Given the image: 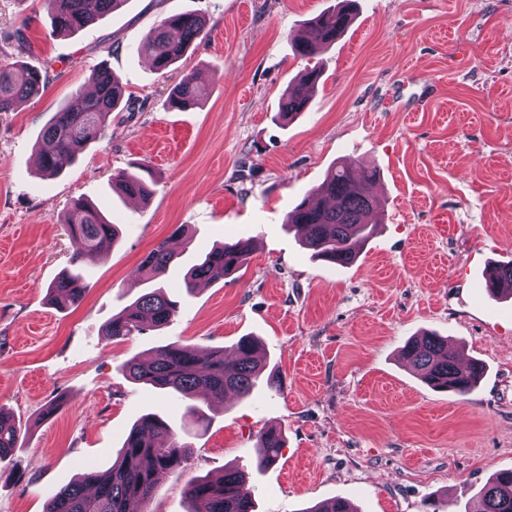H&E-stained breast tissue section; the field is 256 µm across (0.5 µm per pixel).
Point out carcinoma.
<instances>
[{
	"label": "carcinoma",
	"mask_w": 512,
	"mask_h": 512,
	"mask_svg": "<svg viewBox=\"0 0 512 512\" xmlns=\"http://www.w3.org/2000/svg\"><path fill=\"white\" fill-rule=\"evenodd\" d=\"M125 0H45L54 32L72 33L92 27L104 15L115 11ZM352 22L349 5L319 14L309 32L321 45H331ZM206 29V20L194 13H180L163 18L150 29L143 49L154 70L164 72L179 61ZM322 72L307 69L292 82L281 98L279 115L294 118L307 110ZM46 81L43 70L13 60L0 49V112L9 111L15 102L36 96ZM96 92L76 93L56 113L46 127L44 140L51 149L40 154V169L46 176L56 175L64 163L74 159L93 140L101 138L112 112L123 101V90L112 71L100 68L93 73ZM203 91L191 76L176 84L168 97L189 109L201 102ZM378 179L374 168L338 164L316 190L321 201L303 198L287 214L285 223L302 231L304 245L314 257L336 265L353 263L361 244L381 223V202L370 193ZM155 183L120 172L112 175V188L126 196L146 200L155 193ZM72 239L80 248L71 257L77 265L85 251L104 249L112 244L115 225L104 219L90 204L79 201L63 219ZM248 239L226 241L212 249L187 273L184 288L191 291L199 281L216 282L239 270L252 253ZM172 252L165 243L158 244L142 261L140 271L147 279L162 277L171 262ZM512 292V264L496 267L495 295L502 284ZM87 285L81 274L65 271L49 287L51 300L59 307L79 303ZM177 313V302L159 288L145 292L123 308L106 327V336L123 340L146 328L170 322ZM402 357L421 380L434 389L465 395L478 384L484 366L478 361L465 365L448 353V342L434 333H424L408 340ZM266 367L258 354L256 341L242 337L229 347L202 357L188 346L176 342L153 350L150 362L134 357L125 362L128 379L158 390L175 392L187 401L186 412L194 415L199 404L217 402L230 393L246 395L256 386ZM20 429L12 417L0 411V462L14 457ZM255 467L261 471L272 466L283 448L282 432L266 429L259 435ZM193 453L181 442L166 420L155 414L140 418L126 435L118 457L105 472L89 470L81 479L57 491L48 499L45 512H145L162 480L180 477ZM184 494L189 512H254V503L245 487L243 474L236 468L225 470L217 478L193 477L186 481ZM479 512H512V470H503L491 478L479 492ZM304 512H353L343 500L314 505Z\"/></svg>",
	"instance_id": "cac0c4a2"
}]
</instances>
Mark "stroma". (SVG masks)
<instances>
[{
    "instance_id": "stroma-1",
    "label": "stroma",
    "mask_w": 512,
    "mask_h": 512,
    "mask_svg": "<svg viewBox=\"0 0 512 512\" xmlns=\"http://www.w3.org/2000/svg\"><path fill=\"white\" fill-rule=\"evenodd\" d=\"M342 0H126L91 28L52 33L44 0H0V49L25 28L20 59L45 69L35 98L0 112V411L21 425L18 465L0 476V512H44L85 467H111L143 415L168 421L194 453L185 478L159 486L149 512H187L186 477L245 470L255 512H305L332 498L356 512H464L512 468V297L488 295L486 267L512 261V0H352L336 43L295 55L293 41ZM195 12L207 34L167 73L139 47L164 17ZM107 65L124 104L59 175L43 176L46 124ZM323 75L307 109L278 118L289 82ZM198 76L204 99L169 109L171 88ZM378 170L382 222L356 261L312 258L289 211L338 163ZM125 171L158 182L148 201L112 189ZM118 227L77 270L87 291L68 309L48 287L76 243L62 219L75 201ZM254 244L248 263L185 290L183 278L228 239ZM174 259L160 279L179 303L160 328L104 334L143 294L137 268L159 243ZM425 332L485 372L470 393L437 392L400 356ZM258 340L280 390L184 405L122 370L178 342L208 352ZM62 401L55 415L47 406ZM284 446L253 462L262 430ZM259 451L255 467L261 471L272 466L279 458L283 448L282 432L276 428L266 429L259 435Z\"/></svg>"
}]
</instances>
